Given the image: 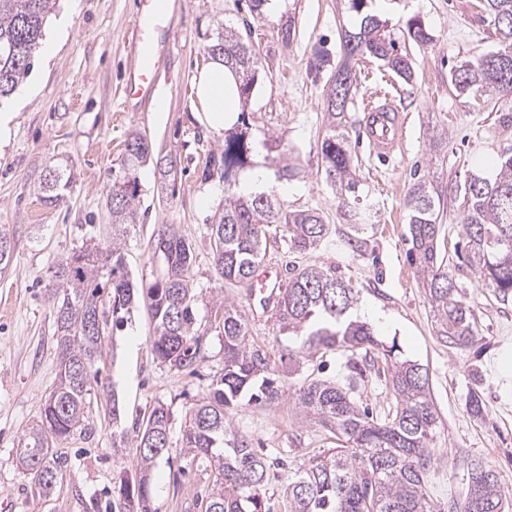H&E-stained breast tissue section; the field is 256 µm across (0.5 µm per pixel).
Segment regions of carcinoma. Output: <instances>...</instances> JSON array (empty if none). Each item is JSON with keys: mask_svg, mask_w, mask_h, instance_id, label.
Masks as SVG:
<instances>
[{"mask_svg": "<svg viewBox=\"0 0 512 512\" xmlns=\"http://www.w3.org/2000/svg\"><path fill=\"white\" fill-rule=\"evenodd\" d=\"M483 2L504 49L487 53L475 63L462 62L451 82L463 94L512 93V0ZM52 8L53 0H0V102L14 93L28 73ZM251 34L249 27L240 32L226 26L208 46L213 59L231 69L242 103L251 99L259 79V53ZM408 35L418 45L433 41L419 20L410 24ZM341 45L344 60L329 79L321 171L359 233L373 226L376 213L360 207L361 183L342 125L347 103L334 97L336 75H343L347 87H352L350 60L355 56L381 61L407 82L414 68L410 55L399 52L387 36L386 22L375 15L365 16L358 31H344ZM261 153L266 159L277 154L279 179L295 177L293 167L284 161L279 140L271 137L254 142L242 116L224 129V149L209 157V166L224 178V208L209 224L214 270L219 280L230 284L251 280L265 259L268 239L280 230L288 232V250L298 253L315 249L327 234L317 210H288L265 191L241 188L239 172L252 166L253 157ZM152 159L161 178L171 175L175 168L171 156H153L141 136L126 141L123 163L112 173V238L83 246L52 268L57 383L43 405L41 423L20 440L18 457L22 468L38 475L36 483L45 493L58 477L50 449L81 426L88 406L103 333L87 334L84 326L98 309L97 296L102 286H108L112 325L117 328L127 320L134 301L135 286L125 272L123 244L138 215L141 185L136 171ZM463 195L467 205L462 224L467 240L465 260L481 280L506 297L512 294V152L500 155L495 175L472 174L464 183ZM406 206L410 256L426 286L437 335L451 347H469L478 341L473 306L459 293L448 269L439 224L440 197L431 181H416ZM151 249L162 261L160 274L142 289L154 321L152 352L161 362L193 373L203 358L207 330L196 317L192 246L174 225L165 224L153 236ZM103 277L107 278L104 283ZM357 300L358 289L350 283L323 267L308 265L288 279L272 311L279 330L299 340L300 349L313 355L354 352L375 344L372 326L350 317ZM218 328L224 339V371L187 412L182 449L191 462L199 461L215 471L205 512H271L262 493L268 479L267 460L247 438L226 425V414L244 400L258 406L279 402L285 396L282 380L267 350L248 339L234 304L224 303ZM395 351L392 346L384 350L383 357L396 405L381 418L360 411L351 397L352 388L344 382L310 380L293 394L299 414L330 431L337 447L288 476V512H434L426 490V474L433 460L429 443L437 423L429 376L421 364L402 359ZM169 425L170 411L162 403L143 419L137 434L135 474L121 478L113 487L118 512H149V472L171 450ZM508 498L498 474L475 465L468 473L463 501L450 504L448 512H505Z\"/></svg>", "mask_w": 512, "mask_h": 512, "instance_id": "1", "label": "carcinoma"}]
</instances>
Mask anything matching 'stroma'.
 <instances>
[{
    "label": "stroma",
    "mask_w": 512,
    "mask_h": 512,
    "mask_svg": "<svg viewBox=\"0 0 512 512\" xmlns=\"http://www.w3.org/2000/svg\"><path fill=\"white\" fill-rule=\"evenodd\" d=\"M170 3L169 54L151 98L127 102L122 97L132 64L137 0H80L76 6L60 0L50 20L68 15L66 39L51 59L35 55L21 90L11 97L15 117L8 142L0 146V227L13 245L8 267L0 270V512H112L115 482L135 472L136 424L159 403L170 411L172 449L153 468L150 510L189 512L194 499H205L213 475L183 456L182 435L189 408L205 397L224 368V342L213 323L226 300L234 302L249 340L268 350L284 379L280 402L243 404L227 416L231 429L256 451L284 462L264 489L273 512H286L283 489L290 469L336 445L326 428L295 409L291 395L304 381L337 380L350 359L360 371L354 394L359 407L378 416L395 404L380 374V350L362 349L350 357L339 351L297 353L282 361L289 341L279 333L271 309L254 304L248 286L222 285L216 278L209 225L224 205V182L203 170L209 155L223 149L224 136L206 124L194 78L211 65L207 48L227 26L250 27L260 48L261 79L245 110L251 132L280 140L289 163L300 171L288 182L266 178V185L285 208L318 210L328 226L325 238L307 253L288 251L280 239L268 242L266 263L284 278L298 266L335 269L360 288L356 312L375 325L382 341L396 342L405 357L427 368L438 419L426 488L436 512H448L449 503L463 500L474 462L494 469L512 490V299H502L449 256V269L473 302L480 340L463 349L448 347L437 336L406 241V198L415 173L434 181L442 234L451 246L460 239L464 182L474 173H493L500 154L512 148V96L462 95L450 82L461 62L501 46L481 0H388L384 9L368 0L367 11L387 20L388 35L413 57L414 79L405 83L376 61L357 57L352 62L349 145L365 201L378 210L377 224L361 233L344 220L320 158L328 80L340 59L341 33L357 27L359 15L344 0H281L279 8L259 12L252 10V0ZM415 20L431 31L432 43L418 46L408 38ZM288 23L295 32L286 44L281 27ZM379 90L392 95L405 123L402 147L387 162L372 153L362 135L363 102ZM136 133L155 151L173 157L175 176L160 179L150 163L138 169V222L123 246L126 270L137 286L153 282L159 266L150 238L161 225H176L193 247L198 315L209 327L204 359L192 374L157 360L149 346L154 323L148 303L138 300L123 327L105 332L84 426L53 445L64 465L46 494L19 466L16 453L57 378L47 284L56 262L86 241L111 238L112 169ZM51 170L62 181L56 201L47 200L43 189ZM474 394L482 402L478 416L468 407ZM116 405L121 408L117 422L112 419Z\"/></svg>",
    "instance_id": "obj_1"
}]
</instances>
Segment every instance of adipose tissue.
Instances as JSON below:
<instances>
[{
  "mask_svg": "<svg viewBox=\"0 0 512 512\" xmlns=\"http://www.w3.org/2000/svg\"><path fill=\"white\" fill-rule=\"evenodd\" d=\"M196 88L207 124L222 131L227 115L240 107L232 73L223 64H213L199 72Z\"/></svg>",
  "mask_w": 512,
  "mask_h": 512,
  "instance_id": "ef3b65f1",
  "label": "adipose tissue"
}]
</instances>
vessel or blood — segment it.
<instances>
[{
  "label": "vessel or blood",
  "mask_w": 512,
  "mask_h": 512,
  "mask_svg": "<svg viewBox=\"0 0 512 512\" xmlns=\"http://www.w3.org/2000/svg\"><path fill=\"white\" fill-rule=\"evenodd\" d=\"M169 13V0H138L135 20L134 68L126 81V99H147L154 91L155 76L167 54L161 38ZM366 136L372 152L379 158H391L402 146L404 121L397 106L384 102L366 110ZM279 286V274L269 266H259L251 282L252 294L267 302Z\"/></svg>",
  "instance_id": "1"
}]
</instances>
